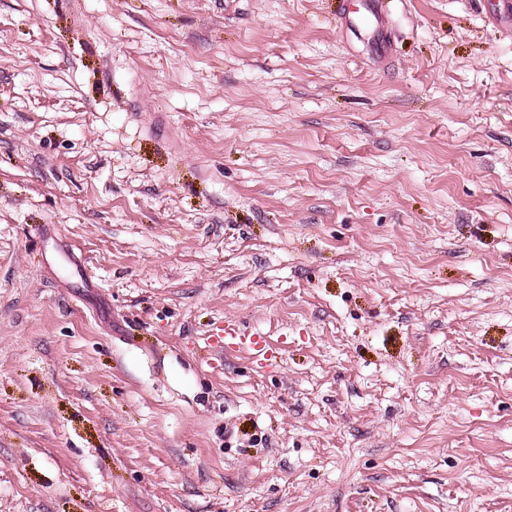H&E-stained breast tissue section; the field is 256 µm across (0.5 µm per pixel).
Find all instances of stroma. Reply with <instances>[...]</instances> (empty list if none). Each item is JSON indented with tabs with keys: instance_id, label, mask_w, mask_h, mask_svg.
Here are the masks:
<instances>
[{
	"instance_id": "1",
	"label": "stroma",
	"mask_w": 512,
	"mask_h": 512,
	"mask_svg": "<svg viewBox=\"0 0 512 512\" xmlns=\"http://www.w3.org/2000/svg\"><path fill=\"white\" fill-rule=\"evenodd\" d=\"M349 2L0 0V512H512V34ZM360 7L338 17L340 28L367 37L372 51L379 57L388 53V12L384 0H358ZM233 329L229 327V325L224 329V332L229 334L230 336H224L225 339L230 337L232 339H236V345L238 349L245 350L254 362L262 364L264 361L268 360V353L270 351L267 342L260 336H232Z\"/></svg>"
}]
</instances>
